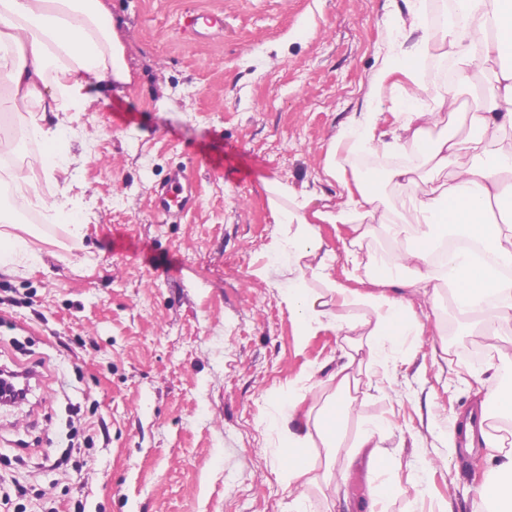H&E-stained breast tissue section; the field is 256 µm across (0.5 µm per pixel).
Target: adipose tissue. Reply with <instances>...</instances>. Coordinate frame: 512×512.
Masks as SVG:
<instances>
[{
	"mask_svg": "<svg viewBox=\"0 0 512 512\" xmlns=\"http://www.w3.org/2000/svg\"><path fill=\"white\" fill-rule=\"evenodd\" d=\"M454 4L465 20L457 29L429 32L416 16L399 21L370 78L372 105L353 114L326 153L324 171L340 183L347 171L338 155L359 152L370 160L342 201L317 207L311 194L296 192L288 183L273 179L264 185L278 225L267 249L288 258L291 284L281 298L295 323L298 345L331 329L346 336L350 348L327 380L304 377L299 392L279 397L268 420L269 428L282 435L276 475L288 485V512H306L313 447L325 450V490L336 489V450L361 392L352 371L357 352L367 349L390 381L410 337L424 333L426 324L414 312L410 295L432 301L447 289L459 314L481 328L487 370L497 371L506 358L498 341L512 332V186L505 182L512 174V0ZM433 39L453 60L456 79L428 110L421 106L427 88L416 77V65ZM122 50L104 0H0V113L16 111L21 102L27 106L23 134L0 123V151H14L20 137L40 145L9 168L6 178L75 241L85 238L87 222L68 195L65 115L85 111L95 89L128 81ZM492 58L501 65L489 74L477 109L466 115L468 137L434 135L437 112L455 111L476 69ZM396 73L409 85L385 128L379 107ZM407 150L416 151L435 172H447V181L416 178L410 166L381 165V155ZM36 170L56 182V193H34L31 174ZM388 186L397 193L399 208L380 209ZM322 223L349 227L342 255L325 248L318 231ZM377 224L393 240H407V247L385 258L362 253V239ZM42 244L40 236L0 230V271L45 268ZM362 279L380 286V293L354 289ZM385 435V424L376 422L354 442L355 448L371 451L376 482L370 512H385L396 492L384 478L390 466L379 452ZM478 439L490 476L477 487L472 512H512V448L488 426L480 427Z\"/></svg>",
	"mask_w": 512,
	"mask_h": 512,
	"instance_id": "ef3b65f1",
	"label": "adipose tissue"
}]
</instances>
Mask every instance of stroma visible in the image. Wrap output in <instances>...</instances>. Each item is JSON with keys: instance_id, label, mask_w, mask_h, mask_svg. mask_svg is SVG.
<instances>
[{"instance_id": "1", "label": "stroma", "mask_w": 512, "mask_h": 512, "mask_svg": "<svg viewBox=\"0 0 512 512\" xmlns=\"http://www.w3.org/2000/svg\"><path fill=\"white\" fill-rule=\"evenodd\" d=\"M130 74L67 115L69 195L89 215L84 242L44 217L14 232L53 240L47 270L0 273V366L41 361L25 403L0 405L6 512H285L275 475V397L347 349L325 330L298 346L279 291L287 260L265 181L333 204L326 151L369 100V79L412 0H105ZM216 12L194 37L185 15ZM178 176L190 201L160 214ZM450 302L412 337L400 397L373 392L355 422L386 420L387 512H471L488 477L481 451L442 444L446 421L512 372ZM340 491L311 487L308 512H363L365 457L336 452ZM28 489L15 496L16 485Z\"/></svg>"}]
</instances>
